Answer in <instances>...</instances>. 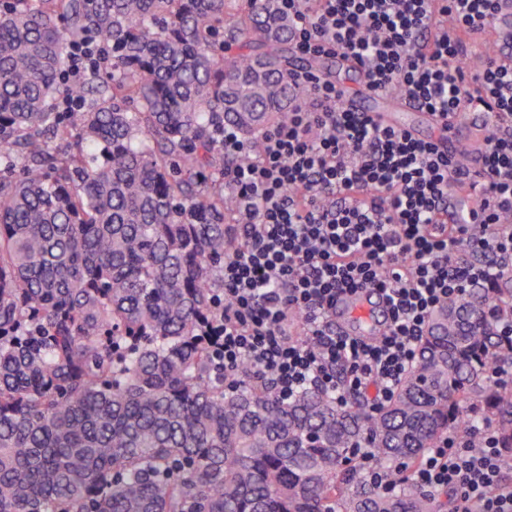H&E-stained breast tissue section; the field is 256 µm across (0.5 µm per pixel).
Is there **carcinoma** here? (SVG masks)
Instances as JSON below:
<instances>
[{
	"instance_id": "cac0c4a2",
	"label": "carcinoma",
	"mask_w": 512,
	"mask_h": 512,
	"mask_svg": "<svg viewBox=\"0 0 512 512\" xmlns=\"http://www.w3.org/2000/svg\"><path fill=\"white\" fill-rule=\"evenodd\" d=\"M112 75L54 112L71 41ZM272 0H0V512H443L425 449L491 429L512 468V279L431 314L371 411L215 368L224 122L304 89Z\"/></svg>"
}]
</instances>
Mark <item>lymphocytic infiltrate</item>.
I'll use <instances>...</instances> for the list:
<instances>
[{
    "mask_svg": "<svg viewBox=\"0 0 512 512\" xmlns=\"http://www.w3.org/2000/svg\"><path fill=\"white\" fill-rule=\"evenodd\" d=\"M305 57L342 55L370 91L399 92L422 112L455 119L479 101L497 113L486 138L488 179L470 222L448 221V199L469 183L465 164L435 140L379 123L344 104L335 81L292 75L305 94L283 121L252 138L225 125L220 144L225 237L221 339L224 382L264 379L281 399L317 387L345 403L358 392L386 404L414 362L431 313L465 288L512 275V66L467 35L496 0H276ZM486 64L467 68L472 52ZM98 34L72 41L55 109L77 112L75 88L108 74ZM384 294L389 321L366 340L337 331L341 297ZM418 486L455 493L456 512H512V475L497 438L427 449Z\"/></svg>",
    "mask_w": 512,
    "mask_h": 512,
    "instance_id": "1",
    "label": "lymphocytic infiltrate"
}]
</instances>
